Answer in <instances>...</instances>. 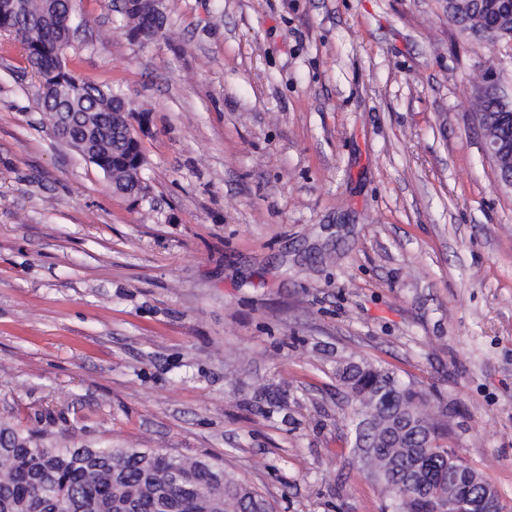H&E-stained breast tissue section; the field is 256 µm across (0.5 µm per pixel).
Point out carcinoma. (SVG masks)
Segmentation results:
<instances>
[{
  "mask_svg": "<svg viewBox=\"0 0 512 512\" xmlns=\"http://www.w3.org/2000/svg\"><path fill=\"white\" fill-rule=\"evenodd\" d=\"M500 0H450L448 11L463 29L479 31L494 16ZM65 7L63 0H0V15L10 24L0 32L18 37L41 87L43 112L53 127L55 88L45 73L58 75L71 91L75 112H85L84 125L68 135L77 150L108 160L129 148L127 128L114 113L123 95L81 78L69 67L65 30L46 19ZM127 33L153 39V21L163 16L161 4L149 0L142 9H125ZM512 102L496 90L480 98L479 127L497 129ZM142 166L113 165L116 192L141 185ZM355 403L352 448L363 469L398 502L400 512H432L436 496L448 494V412L434 408L413 383L385 367L351 361L336 370ZM32 431L0 428V512H112L118 504H136L138 512H271L268 501L237 477L218 476L208 459H188L160 450L82 445L56 448L42 444Z\"/></svg>",
  "mask_w": 512,
  "mask_h": 512,
  "instance_id": "1",
  "label": "carcinoma"
}]
</instances>
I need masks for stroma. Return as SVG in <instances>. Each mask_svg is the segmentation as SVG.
<instances>
[{
    "instance_id": "stroma-1",
    "label": "stroma",
    "mask_w": 512,
    "mask_h": 512,
    "mask_svg": "<svg viewBox=\"0 0 512 512\" xmlns=\"http://www.w3.org/2000/svg\"><path fill=\"white\" fill-rule=\"evenodd\" d=\"M77 74L148 113L131 203L42 122L0 34V426L219 458L273 512H396L360 470L339 364L448 407L512 512V191L482 77L512 46L446 0H72ZM124 1L126 2L127 7L129 8L127 10L123 8V14L127 20V35L134 32H142L145 34V39L147 41H151L162 29L161 25L160 28L155 30L153 34V21L157 17L164 18L163 12L161 10L162 5L159 2H146L144 8L138 9L141 6V4L147 0ZM484 136V152L492 159L495 168L502 162H510L512 168V147L511 149L498 137Z\"/></svg>"
}]
</instances>
